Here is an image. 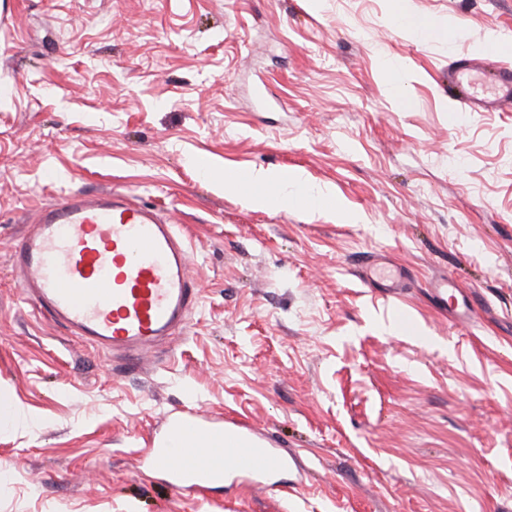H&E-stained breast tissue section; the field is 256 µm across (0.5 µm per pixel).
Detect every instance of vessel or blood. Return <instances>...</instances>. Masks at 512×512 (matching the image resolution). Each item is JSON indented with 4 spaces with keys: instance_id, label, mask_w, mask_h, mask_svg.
Masks as SVG:
<instances>
[{
    "instance_id": "vessel-or-blood-1",
    "label": "vessel or blood",
    "mask_w": 512,
    "mask_h": 512,
    "mask_svg": "<svg viewBox=\"0 0 512 512\" xmlns=\"http://www.w3.org/2000/svg\"><path fill=\"white\" fill-rule=\"evenodd\" d=\"M460 109L512 108V68L498 50L448 69ZM188 247L153 208L117 193L71 192L42 204L11 253L22 295L85 343L135 355L184 329L199 303ZM145 466L175 491L229 483L271 487L288 458L261 434L232 422L173 415L146 449Z\"/></svg>"
}]
</instances>
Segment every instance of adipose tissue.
Masks as SVG:
<instances>
[{"instance_id":"adipose-tissue-1","label":"adipose tissue","mask_w":512,"mask_h":512,"mask_svg":"<svg viewBox=\"0 0 512 512\" xmlns=\"http://www.w3.org/2000/svg\"><path fill=\"white\" fill-rule=\"evenodd\" d=\"M391 18L397 31L407 36L426 37L440 33L453 40L458 35L453 23L441 25L430 19L415 17L408 8V0H391ZM247 182L254 187L249 201L257 208L282 206L299 198L316 210L329 209L335 204L326 190L309 185L303 173L298 171L285 176L270 169L253 170Z\"/></svg>"}]
</instances>
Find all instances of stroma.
Returning a JSON list of instances; mask_svg holds the SVG:
<instances>
[{
	"mask_svg": "<svg viewBox=\"0 0 512 512\" xmlns=\"http://www.w3.org/2000/svg\"><path fill=\"white\" fill-rule=\"evenodd\" d=\"M408 6L459 37L400 36L389 0H0V512H512V112L448 95L487 38L512 65V0ZM260 168L362 223L225 191ZM108 190L177 225L199 290L134 360L9 264L43 203ZM176 413L294 454L282 487L140 469Z\"/></svg>",
	"mask_w": 512,
	"mask_h": 512,
	"instance_id": "stroma-1",
	"label": "stroma"
}]
</instances>
